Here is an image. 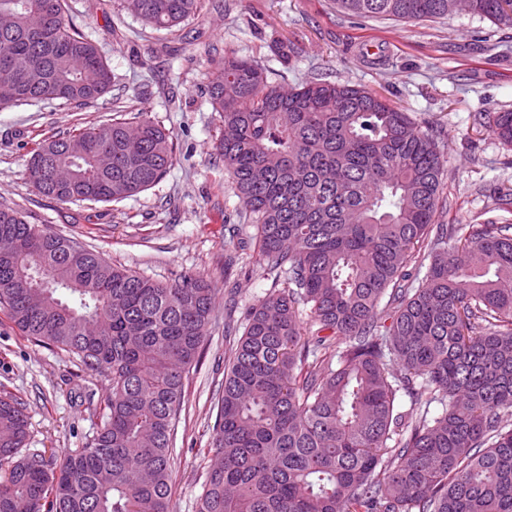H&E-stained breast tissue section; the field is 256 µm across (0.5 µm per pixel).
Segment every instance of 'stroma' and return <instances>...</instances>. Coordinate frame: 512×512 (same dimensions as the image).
<instances>
[{
	"mask_svg": "<svg viewBox=\"0 0 512 512\" xmlns=\"http://www.w3.org/2000/svg\"><path fill=\"white\" fill-rule=\"evenodd\" d=\"M69 16L100 46L116 84L81 108L55 101L0 108V204L29 223L76 239L109 263L156 281L200 274L219 293L199 362L184 381L171 472L172 512H196L203 490L202 451L208 448L230 343L224 335L220 290L234 284L238 308L257 303L273 280L248 232L225 219L240 201L212 153L221 119L205 95L208 53L232 52L257 60L270 81L293 86L311 77L365 87L417 120L436 138L444 159L442 224L512 221L499 196L512 193V149L480 119L512 111V25L459 12L426 21L347 16L334 0H205L200 16L178 36L141 20L117 19L118 0H68ZM294 44L282 62L274 48ZM135 112L173 130L178 163L150 189L120 202L66 203L36 194L25 165L37 143L76 124L113 117L116 97ZM237 261L225 268L224 256ZM109 384L83 370L77 358L32 341L0 313V392L25 403L27 452L52 465L86 446L104 414L86 392Z\"/></svg>",
	"mask_w": 512,
	"mask_h": 512,
	"instance_id": "35a3bbf8",
	"label": "stroma"
}]
</instances>
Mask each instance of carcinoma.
Wrapping results in <instances>:
<instances>
[{
	"label": "carcinoma",
	"mask_w": 512,
	"mask_h": 512,
	"mask_svg": "<svg viewBox=\"0 0 512 512\" xmlns=\"http://www.w3.org/2000/svg\"><path fill=\"white\" fill-rule=\"evenodd\" d=\"M203 0H122L174 35ZM423 21L448 0H336ZM512 25V0H468ZM66 0H0V105L82 107L114 76ZM213 143L273 288L224 360L197 512H512V224H438L444 161L389 100L345 82H268L252 58L207 59ZM512 147V112L485 116ZM177 162L151 118L46 139L25 174L62 203L120 202ZM0 310L24 335L110 377L106 419L55 469L23 455L24 403L0 394V512H170L172 437L216 289L113 266L0 205ZM423 268L418 282L407 268ZM308 313L316 335L305 337Z\"/></svg>",
	"instance_id": "carcinoma-1"
}]
</instances>
